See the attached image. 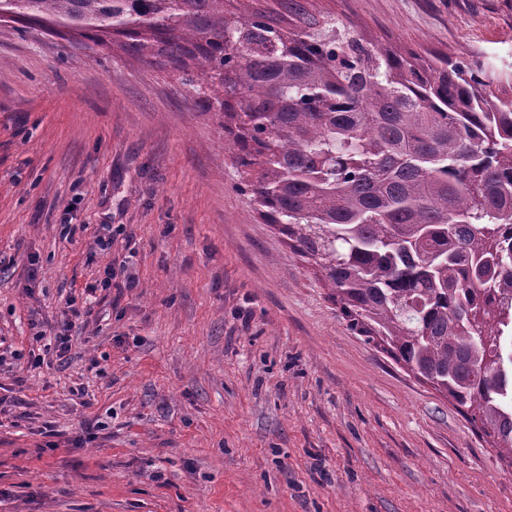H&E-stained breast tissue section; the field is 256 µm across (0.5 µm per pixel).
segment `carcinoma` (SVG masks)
Segmentation results:
<instances>
[{"label":"carcinoma","mask_w":512,"mask_h":512,"mask_svg":"<svg viewBox=\"0 0 512 512\" xmlns=\"http://www.w3.org/2000/svg\"><path fill=\"white\" fill-rule=\"evenodd\" d=\"M238 2L0 0V15L110 31L181 75L263 223L325 272L350 327L512 456V96L478 64Z\"/></svg>","instance_id":"carcinoma-1"}]
</instances>
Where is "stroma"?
<instances>
[{"label":"stroma","mask_w":512,"mask_h":512,"mask_svg":"<svg viewBox=\"0 0 512 512\" xmlns=\"http://www.w3.org/2000/svg\"><path fill=\"white\" fill-rule=\"evenodd\" d=\"M301 2L512 93V0ZM121 42L0 20V512H512V458L350 329L211 114Z\"/></svg>","instance_id":"obj_1"}]
</instances>
